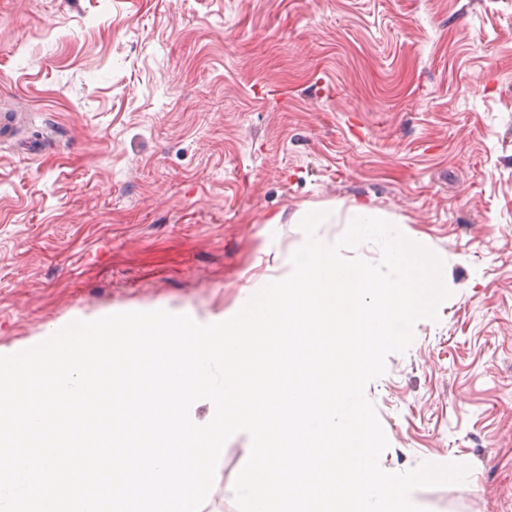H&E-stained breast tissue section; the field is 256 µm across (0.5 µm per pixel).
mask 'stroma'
Listing matches in <instances>:
<instances>
[{
  "label": "stroma",
  "mask_w": 512,
  "mask_h": 512,
  "mask_svg": "<svg viewBox=\"0 0 512 512\" xmlns=\"http://www.w3.org/2000/svg\"><path fill=\"white\" fill-rule=\"evenodd\" d=\"M0 347L207 314L284 276L272 216L366 200L452 297L367 388L427 512H512V0H0ZM250 445L224 447L204 512Z\"/></svg>",
  "instance_id": "35a3bbf8"
}]
</instances>
